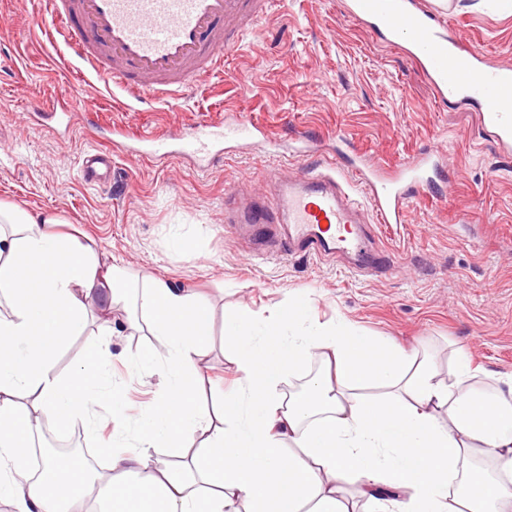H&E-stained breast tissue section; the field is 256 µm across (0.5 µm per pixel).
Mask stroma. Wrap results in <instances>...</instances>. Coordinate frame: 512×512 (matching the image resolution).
<instances>
[{"label": "stroma", "instance_id": "obj_1", "mask_svg": "<svg viewBox=\"0 0 512 512\" xmlns=\"http://www.w3.org/2000/svg\"><path fill=\"white\" fill-rule=\"evenodd\" d=\"M423 2L493 60L512 63V0ZM1 11L13 30L0 43V203L56 215L130 273L202 292L213 314L200 360L203 399L231 390L238 377L225 312L245 307L261 321L292 302L307 307L310 321L343 320L432 357L444 382L455 377L460 348L472 357L477 391H495L512 374V155L479 128L475 107L439 101L419 64L348 17L343 0H277L225 56L223 75L139 112L122 111L103 83L80 74L38 25L35 0H0ZM57 92L75 110L66 137L27 118ZM90 106L164 134L242 115L266 126L279 149L244 147L204 171L180 158L157 165L116 155L111 183L93 186L80 173L82 153L103 142ZM306 132L352 143L388 167L440 151L434 196L414 200L407 223L378 230L388 272L360 276L331 258L259 246L243 227L225 224L228 190L253 194L270 172L316 167L317 156L292 152ZM111 340V387L134 420L156 379L130 355L149 339Z\"/></svg>", "mask_w": 512, "mask_h": 512}]
</instances>
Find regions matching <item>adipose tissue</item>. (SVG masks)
<instances>
[{"label":"adipose tissue","instance_id":"1","mask_svg":"<svg viewBox=\"0 0 512 512\" xmlns=\"http://www.w3.org/2000/svg\"><path fill=\"white\" fill-rule=\"evenodd\" d=\"M0 204V458L22 456L41 422L82 419L98 434V393L112 357L111 334L146 330L165 369L154 400L136 421L133 442L106 473L78 456L46 458L38 477L0 471V499L17 512H74L94 500L100 512H351L337 485L358 484L368 512H512V376L491 398L470 384L471 359L456 353L455 380L432 365L347 323H308L298 305L262 322L249 309L224 315L234 344L238 386L222 393L223 426L195 399L198 359L211 326L206 299L161 279L137 294L139 315L114 320L131 281L87 246ZM97 302L104 340L94 368L53 374L57 353L88 325ZM154 350L133 362L148 369ZM324 369L289 400L276 385L304 358ZM375 384L379 397L358 396ZM445 419H438V409ZM292 450H285V442ZM494 460V471L477 459ZM461 492L450 494L452 480Z\"/></svg>","mask_w":512,"mask_h":512}]
</instances>
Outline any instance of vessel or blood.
<instances>
[{
    "mask_svg": "<svg viewBox=\"0 0 512 512\" xmlns=\"http://www.w3.org/2000/svg\"><path fill=\"white\" fill-rule=\"evenodd\" d=\"M272 0H44L40 20L79 65L81 74L102 81L138 104L167 102L191 92L224 70V56L240 33L267 15ZM346 12L385 43L402 47L422 64L438 97L480 107L479 121L503 153L512 152V65L490 61L460 32L419 0H347ZM36 122L64 133L72 105L61 95L37 106ZM105 146L84 152L81 173L98 184L112 175V153L163 162L173 155L209 166L229 143L257 138L258 124L242 119L193 127L187 145L120 125ZM437 153L426 149L387 172L378 162L351 153L345 168L335 163L288 178L270 174L255 198L224 199V221L252 225L258 234L294 253L351 259L357 273L388 267L371 254L375 225L402 224L410 200L431 192ZM352 181H345L344 173ZM359 185L368 203L352 196Z\"/></svg>",
    "mask_w": 512,
    "mask_h": 512,
    "instance_id": "1",
    "label": "vessel or blood"
}]
</instances>
